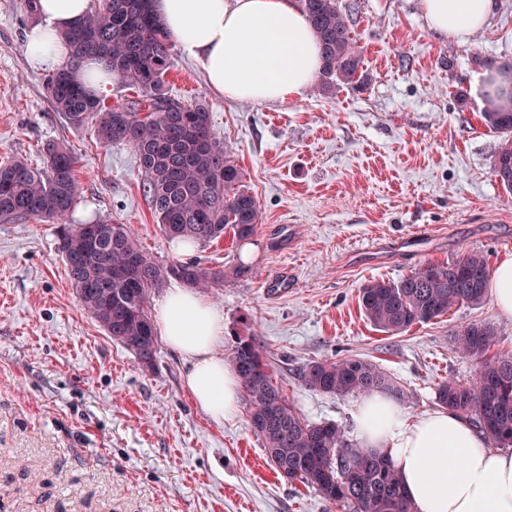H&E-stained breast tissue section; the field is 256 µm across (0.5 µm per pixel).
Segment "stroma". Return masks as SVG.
I'll use <instances>...</instances> for the list:
<instances>
[{
    "label": "stroma",
    "instance_id": "1",
    "mask_svg": "<svg viewBox=\"0 0 512 512\" xmlns=\"http://www.w3.org/2000/svg\"><path fill=\"white\" fill-rule=\"evenodd\" d=\"M465 43L428 29L416 0H359L354 31L365 85L284 103L234 102L174 48L168 90L208 107L212 130L244 171L263 222L248 245H197L228 277L209 300L224 315L222 354L255 334L275 380L305 418L351 427L359 398L304 388L313 360L357 356L389 373L411 417L437 409L436 388L473 380L460 326L490 325L512 354V318L493 301L462 305L401 334L376 330L358 303L366 282L399 280L468 251L512 257V194L494 175L502 143L484 127L485 61L512 67V0ZM24 0H0V161L42 165V146L78 159L72 223L127 225L155 261L178 262L153 221L144 175L127 145L104 146L94 125L67 126L24 53ZM55 224L0 223V512H341L269 466L245 409L216 422L183 385L184 358L160 344L153 372L81 306L56 249ZM288 273L268 295L264 280Z\"/></svg>",
    "mask_w": 512,
    "mask_h": 512
}]
</instances>
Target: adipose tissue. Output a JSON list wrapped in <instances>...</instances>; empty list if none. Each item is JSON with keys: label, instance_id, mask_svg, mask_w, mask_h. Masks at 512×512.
Returning <instances> with one entry per match:
<instances>
[{"label": "adipose tissue", "instance_id": "ef3b65f1", "mask_svg": "<svg viewBox=\"0 0 512 512\" xmlns=\"http://www.w3.org/2000/svg\"><path fill=\"white\" fill-rule=\"evenodd\" d=\"M157 13L209 84L224 98L278 103L310 86L320 56L296 0H154ZM430 30L464 43L484 30L495 0H417ZM91 10V0H38V21L25 42L31 62L57 69L67 55L61 35ZM157 318L167 344L188 363L185 388L215 421L234 413L239 380L219 348L224 317L200 293L170 290ZM361 445L399 470L417 512H512V453L488 446L470 423L433 410L407 418L390 398L363 397L352 413Z\"/></svg>", "mask_w": 512, "mask_h": 512}]
</instances>
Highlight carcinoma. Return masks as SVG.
I'll return each instance as SVG.
<instances>
[{"label": "carcinoma", "instance_id": "1", "mask_svg": "<svg viewBox=\"0 0 512 512\" xmlns=\"http://www.w3.org/2000/svg\"><path fill=\"white\" fill-rule=\"evenodd\" d=\"M154 0H99L98 6L64 33L66 61L44 79V90L68 126L92 123L102 144L133 148L144 173L155 224L168 240L203 245L232 235L250 240L261 223L257 199L243 185L238 163L211 129L203 104L171 97L166 76L174 38L153 8ZM317 38L321 68L315 90L325 95L364 83L361 50L354 37V5L341 0H297ZM94 60L109 78L137 96L106 107L98 89L84 79ZM481 119L502 138L495 164L500 185L512 193V106L486 100ZM44 166L12 161L0 166V223L44 218L61 225L57 250L84 310L130 350L139 369L156 366L158 336L149 299L174 279L212 291L239 265L204 267L196 261L157 263L126 226L98 216L88 229L71 227L79 197L77 158L58 143L43 146ZM490 264L479 252L448 262H427L398 281L374 280L359 290L367 321L377 330L403 333L461 305L480 306L488 295ZM455 350L479 361L472 382L449 379L438 385L437 404L464 418L483 440L512 447V355L491 353L493 329L470 322L454 336ZM245 399L251 431L261 440L272 468L290 483L299 481L343 512H416L391 460L347 439L333 422L306 419L273 382L267 351L254 335L238 336L229 355ZM301 385L333 396L403 391L378 365L358 357L317 360L299 371Z\"/></svg>", "mask_w": 512, "mask_h": 512}]
</instances>
